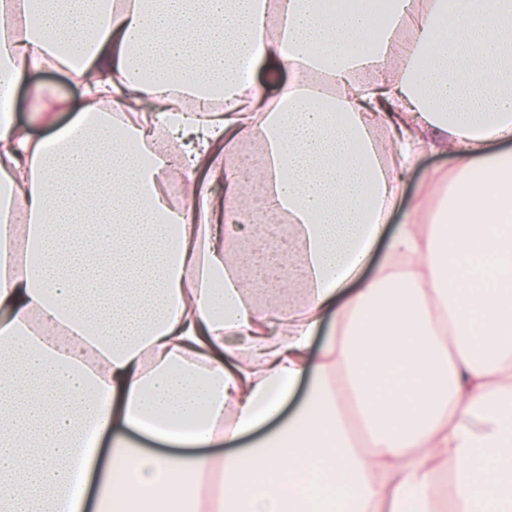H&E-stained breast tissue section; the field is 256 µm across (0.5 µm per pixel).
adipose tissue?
<instances>
[{
	"label": "adipose tissue",
	"mask_w": 512,
	"mask_h": 512,
	"mask_svg": "<svg viewBox=\"0 0 512 512\" xmlns=\"http://www.w3.org/2000/svg\"><path fill=\"white\" fill-rule=\"evenodd\" d=\"M29 11L0 0V104L39 68L86 100L47 139L0 114V512H86L93 481L123 512H184L212 473L210 512H433L442 465L452 512H475L480 486L512 512V153L490 149L512 141V0H278L272 33L268 0H40L34 26ZM265 60L292 74L272 102L252 79ZM318 76L339 92L314 110ZM117 110L137 114L139 156L101 135ZM161 130L184 148L180 208ZM429 131L454 159L446 223L419 242L414 207L386 236ZM303 381L297 411L239 446Z\"/></svg>",
	"instance_id": "adipose-tissue-1"
}]
</instances>
